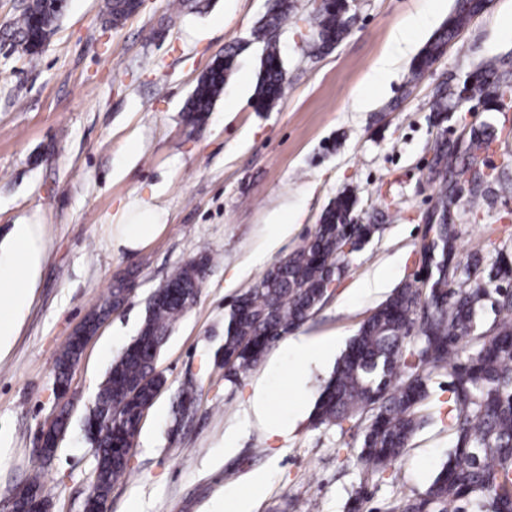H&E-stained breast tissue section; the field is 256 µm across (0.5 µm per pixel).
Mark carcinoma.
Listing matches in <instances>:
<instances>
[{"instance_id": "cac0c4a2", "label": "carcinoma", "mask_w": 512, "mask_h": 512, "mask_svg": "<svg viewBox=\"0 0 512 512\" xmlns=\"http://www.w3.org/2000/svg\"><path fill=\"white\" fill-rule=\"evenodd\" d=\"M485 8L486 0H456L448 20L414 59L413 77L428 70ZM106 9L107 21L118 26L131 15V0H107ZM292 9L293 0H270L254 32L263 43L253 98L257 112L272 111L283 97L286 70L275 34ZM63 11L53 0H27L15 27L28 56L41 52L38 43L54 32ZM351 20L349 0H323L313 18L315 34L307 55L338 45ZM237 56L235 48L225 50L197 80L185 107L189 122L198 123L212 111L237 67ZM506 97L512 99L511 55L441 83L431 111L441 126L465 102L481 101L487 111L497 112ZM494 139V130L482 125L471 128L461 144L436 140L429 174L440 181L441 190L428 210L434 236L423 242V253L435 257L430 276L395 289L363 321L316 404L317 427H340L368 415L358 460L375 472L403 456L423 422L428 383L441 371L448 375L453 450L424 492L395 499L387 512H512V290L500 285L512 280V261L500 252L487 272L479 257L458 260L448 249V213L459 201L456 183L448 182V176L473 183ZM356 211L354 193L338 194L312 238L233 301L224 313V344L215 356L224 379L234 382L250 371L322 303L328 285L349 267L344 247L374 232L375 225L358 223ZM208 263L205 256L185 263L150 296L137 336L112 360L95 393L88 420L99 430L88 441L96 460L92 494L102 503L127 471L142 409L153 405L166 383L157 370L158 355L173 325L195 303L200 273ZM131 276L115 281L111 294L85 317L87 325L125 303ZM487 303L494 321L476 334L477 311ZM80 356L78 343L68 340L55 360V384L68 383Z\"/></svg>"}]
</instances>
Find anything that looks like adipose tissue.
Wrapping results in <instances>:
<instances>
[{
	"mask_svg": "<svg viewBox=\"0 0 512 512\" xmlns=\"http://www.w3.org/2000/svg\"><path fill=\"white\" fill-rule=\"evenodd\" d=\"M136 220L112 227V246L136 251L165 229L158 207L136 203ZM45 256L43 225H13L0 240V357L6 355L32 304Z\"/></svg>",
	"mask_w": 512,
	"mask_h": 512,
	"instance_id": "adipose-tissue-1",
	"label": "adipose tissue"
}]
</instances>
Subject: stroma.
<instances>
[{"instance_id":"1","label":"stroma","mask_w":512,"mask_h":512,"mask_svg":"<svg viewBox=\"0 0 512 512\" xmlns=\"http://www.w3.org/2000/svg\"><path fill=\"white\" fill-rule=\"evenodd\" d=\"M25 0H0V238L18 220L41 224L46 254L34 301L9 355L0 360V512L30 475H39L50 512H84L94 470L83 423L115 356L136 336L149 297L187 261L209 264L195 305L173 326L157 368L166 385L147 411L125 477L106 512H210L230 492L262 475L252 512H348L365 489L368 512H385L402 494L424 492L453 446L448 377L430 384L424 413L405 454L366 474L355 460L362 430L315 428L297 418L288 370L297 359L280 341L236 382L215 355L224 313L275 263L311 237L322 212L355 191L361 218L377 231L299 327L335 339L344 351L372 310L421 269L419 244L439 185L428 164L439 131L435 87L477 64L512 54V0H490L420 78L410 66L445 21L454 0H350L347 36L320 57L304 54L317 0H294L277 33L287 86L270 112L252 105L261 46L252 33L269 0H145L121 25L105 21V0H65L63 15L36 58L17 44L13 23ZM427 15L392 71L375 77L392 32L408 16ZM238 65L200 126L184 119L198 78L228 47ZM488 125L494 182L477 213L459 201L448 217L458 256L478 250L484 266L512 255V112L473 102L451 113L448 139ZM163 207L166 229L147 247L113 251L110 228L133 200ZM289 233L274 238L275 221ZM136 286L88 342L59 399L54 360L115 277ZM271 397L276 436L250 408L255 384ZM197 401L183 422L173 402L186 387ZM68 406L69 428L52 458L38 457L40 428Z\"/></svg>"}]
</instances>
